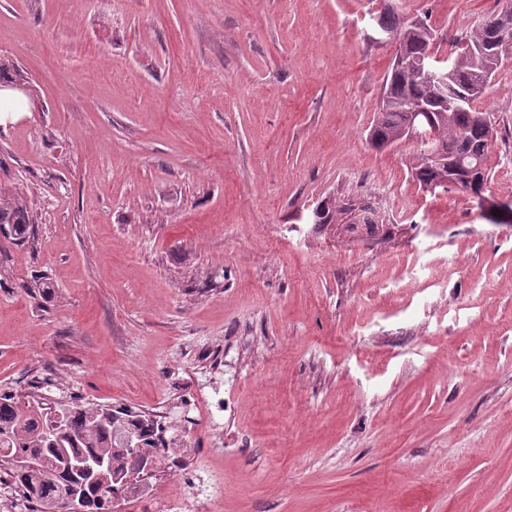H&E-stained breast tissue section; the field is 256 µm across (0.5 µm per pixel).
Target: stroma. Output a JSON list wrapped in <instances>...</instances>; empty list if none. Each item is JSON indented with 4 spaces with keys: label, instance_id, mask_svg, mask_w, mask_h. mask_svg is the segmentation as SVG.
I'll list each match as a JSON object with an SVG mask.
<instances>
[{
    "label": "stroma",
    "instance_id": "stroma-1",
    "mask_svg": "<svg viewBox=\"0 0 512 512\" xmlns=\"http://www.w3.org/2000/svg\"><path fill=\"white\" fill-rule=\"evenodd\" d=\"M499 0H0V392L162 415L179 512H512V224L369 131L396 45ZM512 198V62L478 102ZM383 224H316L322 200ZM47 278L42 289L36 282ZM2 224H9L10 236L19 242L32 234L33 218L27 208L9 201L0 202V229Z\"/></svg>",
    "mask_w": 512,
    "mask_h": 512
}]
</instances>
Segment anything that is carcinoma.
<instances>
[{
  "label": "carcinoma",
  "mask_w": 512,
  "mask_h": 512,
  "mask_svg": "<svg viewBox=\"0 0 512 512\" xmlns=\"http://www.w3.org/2000/svg\"><path fill=\"white\" fill-rule=\"evenodd\" d=\"M493 18L465 34L448 56L449 67L440 75L444 84L421 81L408 68L390 66L385 78L379 112L369 137L378 149H385L407 120L408 109L417 101L432 113L435 136L448 146V166L468 168L479 177L465 188L455 190L478 201L485 197L489 182V144L484 112L476 102L486 93L493 74L512 61V36L504 40L491 28ZM411 29L393 14H384L380 26L393 35L399 49L409 58L437 56L435 30L425 20ZM412 173L420 186L429 185L437 173L423 161V147L416 145L411 157ZM367 214L366 224L376 220L374 206L357 200L341 205H319L321 223L331 224L353 208ZM9 225L10 236L19 242L30 237L33 218L27 208L0 202V225ZM157 416L143 411L106 404L71 403L50 405L36 398L23 400L14 393L0 392V485L12 487L28 504V512H51L54 499L65 486L61 470L65 456H99L109 464L108 475L132 477L141 459L152 464L161 451L174 444ZM127 436L138 442L136 457L118 451L119 440Z\"/></svg>",
  "instance_id": "cac0c4a2"
}]
</instances>
